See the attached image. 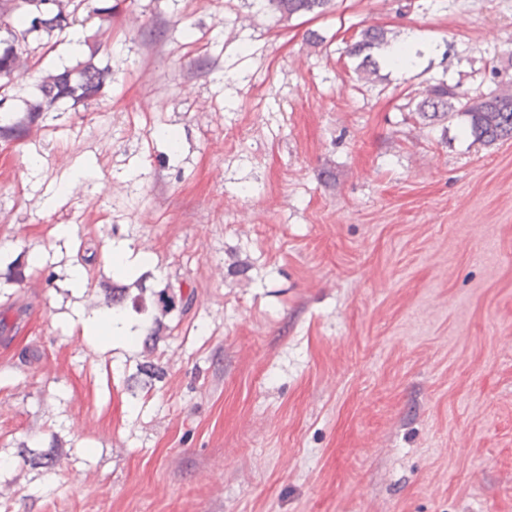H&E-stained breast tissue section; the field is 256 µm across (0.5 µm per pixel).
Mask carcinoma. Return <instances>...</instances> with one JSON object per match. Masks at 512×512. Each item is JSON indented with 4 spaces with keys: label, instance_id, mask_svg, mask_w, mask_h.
Segmentation results:
<instances>
[{
    "label": "carcinoma",
    "instance_id": "carcinoma-1",
    "mask_svg": "<svg viewBox=\"0 0 512 512\" xmlns=\"http://www.w3.org/2000/svg\"><path fill=\"white\" fill-rule=\"evenodd\" d=\"M330 0H268V3L289 15L324 11ZM86 0H0V95L28 70L29 49L27 34L39 27L64 31L78 22V12ZM390 46L387 32L378 26H369L355 33L348 45V54L360 59L356 66L359 79L366 82L378 69L373 52ZM105 73L88 61L74 76L69 71L49 75L42 85L44 101L31 104L26 121H11L3 116L0 137H22L44 108L63 99L87 100L99 95ZM403 109L424 118L464 116L469 122L474 140L485 145L512 139V76L496 83V88L472 94L462 84L439 82L427 85L418 95L408 99Z\"/></svg>",
    "mask_w": 512,
    "mask_h": 512
}]
</instances>
